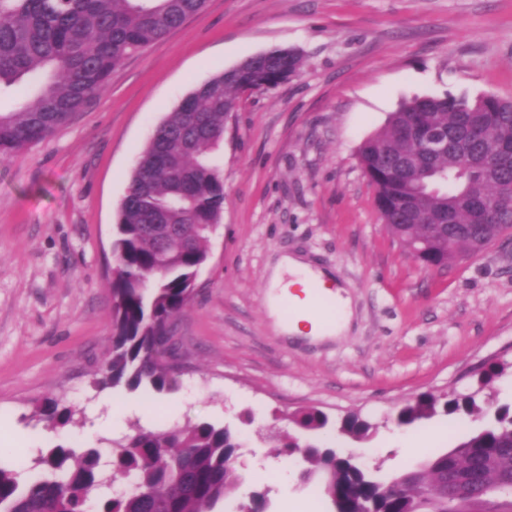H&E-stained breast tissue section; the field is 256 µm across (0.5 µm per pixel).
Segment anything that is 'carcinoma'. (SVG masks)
I'll return each mask as SVG.
<instances>
[{
	"label": "carcinoma",
	"mask_w": 512,
	"mask_h": 512,
	"mask_svg": "<svg viewBox=\"0 0 512 512\" xmlns=\"http://www.w3.org/2000/svg\"><path fill=\"white\" fill-rule=\"evenodd\" d=\"M206 0H0V94L23 101L0 111V159L52 136L88 99L100 95L126 57L199 13ZM302 55L277 48L215 74L185 96L140 154L120 203L112 253L122 272L111 279L112 346L99 389L154 392L177 388L173 321L190 302L211 234L224 211L216 162L224 125L246 91L268 90L296 77ZM432 131L448 146L427 151L416 135ZM375 190V207L403 243L421 240L433 266L479 251L512 230V99L485 94L414 98L358 147ZM175 229L152 230L155 216ZM503 364L485 363L479 385L492 388ZM479 392L422 393L395 415L411 427L442 411L481 422L451 450L393 478L374 476L324 445L331 423L310 408L294 418L301 430L277 440L278 457H294L302 479L317 481L326 512H512V407L488 416ZM51 428L75 423L77 410L50 398L38 408ZM372 425L346 417L339 432L356 441ZM100 450L59 443L38 450L28 482L0 448V512H215L242 478L233 464L240 437L224 426L189 422L172 428L133 427ZM128 489L92 501L95 490ZM432 487L436 493L425 494ZM255 492L233 512H268Z\"/></svg>",
	"instance_id": "1"
}]
</instances>
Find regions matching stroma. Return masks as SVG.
Returning <instances> with one entry per match:
<instances>
[{
  "mask_svg": "<svg viewBox=\"0 0 512 512\" xmlns=\"http://www.w3.org/2000/svg\"><path fill=\"white\" fill-rule=\"evenodd\" d=\"M289 47L300 75L243 94L224 125V212L175 325L177 390L94 389L112 344V229L141 151L196 85ZM447 93L512 97V0H207L127 58L54 136L0 160V447L29 458L98 445L135 421H207L242 433L236 496L267 491L270 512L326 509L295 463L270 454L299 411L372 423L367 442L326 440L384 477L451 449L474 428L465 416L411 428L393 417L424 392L474 391L488 361L512 363V235L424 267L381 224L357 158L401 103ZM284 255L333 273L350 299L344 334L275 325L269 276ZM49 397L85 424L38 422Z\"/></svg>",
  "mask_w": 512,
  "mask_h": 512,
  "instance_id": "obj_1",
  "label": "stroma"
}]
</instances>
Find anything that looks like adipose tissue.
I'll return each mask as SVG.
<instances>
[{
  "mask_svg": "<svg viewBox=\"0 0 512 512\" xmlns=\"http://www.w3.org/2000/svg\"><path fill=\"white\" fill-rule=\"evenodd\" d=\"M321 288L331 306L336 309L333 318L324 322H307L303 318L286 319L282 305L292 302L298 306H305V291L310 285ZM335 280L332 274L312 268L309 264L293 256L283 257L275 269L270 286L272 293L269 297V307L281 328L292 335L313 337H331L341 335L347 328L350 320L349 301L334 291Z\"/></svg>",
  "mask_w": 512,
  "mask_h": 512,
  "instance_id": "adipose-tissue-1",
  "label": "adipose tissue"
}]
</instances>
